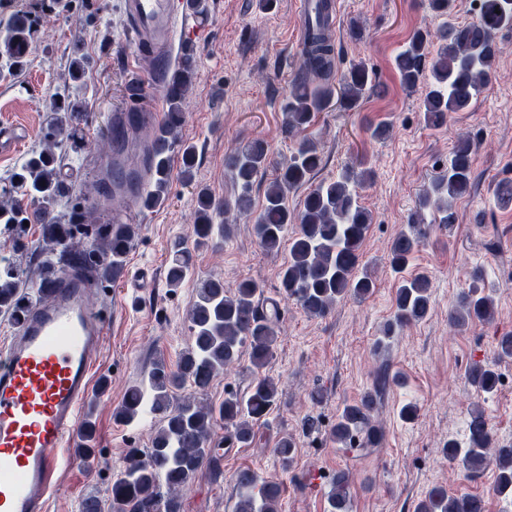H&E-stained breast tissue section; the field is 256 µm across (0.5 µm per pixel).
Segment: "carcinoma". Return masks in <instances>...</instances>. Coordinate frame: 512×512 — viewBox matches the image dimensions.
Masks as SVG:
<instances>
[{
  "mask_svg": "<svg viewBox=\"0 0 512 512\" xmlns=\"http://www.w3.org/2000/svg\"><path fill=\"white\" fill-rule=\"evenodd\" d=\"M478 2L477 21L458 23L452 19V0H430L431 8L448 21L434 34L416 32L395 57V69L405 88H415L425 77L429 80L422 101L424 122L429 127L445 125L449 114L467 110L486 90L501 52L497 34L512 29V0ZM36 13L37 8L22 5L0 26L5 29L0 38V62H5L7 68L24 65ZM333 55L329 24L320 22L304 42L299 75L282 106V130L286 136L293 137L310 125L314 114L323 111L332 96H337L344 109L351 110L366 92L374 90L369 70L361 62L334 75ZM149 67L164 88L166 112L156 147L145 148L152 184L143 197L146 208L156 205L167 190L168 152L180 143L182 104L195 78L193 47L187 41L182 43L175 65L162 57H152ZM79 110L80 104L68 98L54 102L43 147L32 152L20 171L10 175L8 186L0 190L1 225L14 229L29 220L27 211L12 197V192L19 190L31 199L35 214L44 221L45 240L60 247L42 258L28 256L23 263L11 256H0V313L17 326L40 301L46 284L64 270L77 271L91 283L108 277L117 279L138 235L136 224L89 227L90 212L78 203L63 216L54 215L60 201L77 199L76 179L62 172L56 149L57 137H78L73 122ZM143 123L144 117L135 105L115 118L113 155L123 156L129 148L140 146ZM475 150L470 137H458L448 158L447 172L422 191L407 219V229L391 242L390 266L398 275V284L394 314L382 327L384 336L430 314L429 276L416 273L406 277L404 273L435 225L449 227L456 223L454 204L472 186ZM268 154L266 142L256 139L225 159V168L241 189L234 201L226 200L220 206L206 191L198 192L195 246L230 235L231 225L213 223V214L232 209L240 214L251 211L252 186L266 165ZM322 164L323 157L314 142H299L279 174L266 185L264 204L255 219L254 235L265 252L274 254L283 241H288V261L280 272V302L268 303L263 289L252 279L242 280L232 294L218 279L199 283L188 314L191 345L174 369L162 356L153 359L147 380L127 389L116 413L118 420L132 422L145 413V406H150V413L160 417L151 447L130 449L125 468L112 480L104 496L92 494L84 498L82 512H182L172 491L195 478L205 466L214 477H220L222 470L215 449L251 446L280 402L278 383L263 374L275 356L279 303L292 302L311 317H324L337 302L348 297L363 299L376 287L374 271L360 263L372 217L359 203L356 191L357 186L370 179V171L347 170L334 181L316 185L306 196L302 210L295 212L288 206L289 193L311 182ZM495 201L501 209L512 208L511 180L498 184ZM89 234L96 241L91 248L83 242ZM190 269L191 250L178 240L171 246L164 270L167 287H181ZM493 316V299L486 293L484 272L476 271L448 321L463 328L474 321H489ZM245 347L250 349L253 372L248 391L243 395L227 393L217 407L198 400L197 395L206 391L225 366L239 360ZM499 380L494 365L475 363L468 370V381L480 396L492 393ZM398 381V375L383 363L376 371L372 390L343 407L330 432V439L340 450L363 453L381 447L384 433L374 422L372 412L386 388ZM187 384L194 388L195 395L179 396L178 391ZM218 419L224 420L222 445L212 437ZM467 429L465 445L450 440L444 446L445 454L471 475L495 463L496 492L512 491V446L495 445L489 422L479 410L471 412ZM93 439L94 426L86 419L76 448L79 456L87 459L94 453ZM275 451L289 465L295 442L285 436L277 442ZM350 486L348 472L337 471L328 494L330 512H349ZM234 487L238 494L236 512H277L282 495L280 482L262 479L254 471L243 469L234 476ZM416 512H485V504L471 495L450 497L443 487L434 486L418 503Z\"/></svg>",
  "mask_w": 512,
  "mask_h": 512,
  "instance_id": "1",
  "label": "carcinoma"
}]
</instances>
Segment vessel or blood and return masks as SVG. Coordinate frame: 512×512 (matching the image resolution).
Segmentation results:
<instances>
[{
  "mask_svg": "<svg viewBox=\"0 0 512 512\" xmlns=\"http://www.w3.org/2000/svg\"><path fill=\"white\" fill-rule=\"evenodd\" d=\"M188 0H125L141 45L165 51ZM79 274L55 279L0 354V512H46L73 462L80 409L92 386L104 324Z\"/></svg>",
  "mask_w": 512,
  "mask_h": 512,
  "instance_id": "vessel-or-blood-1",
  "label": "vessel or blood"
}]
</instances>
